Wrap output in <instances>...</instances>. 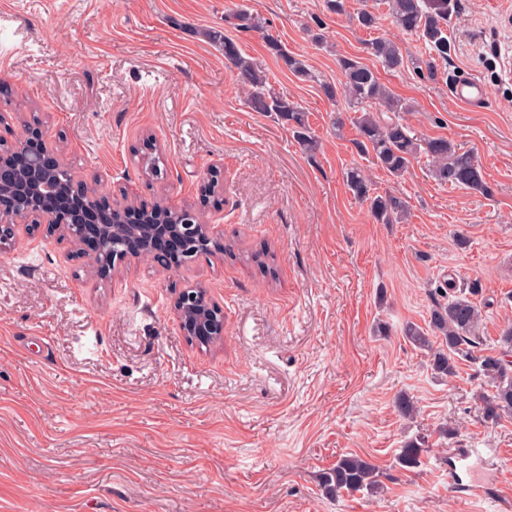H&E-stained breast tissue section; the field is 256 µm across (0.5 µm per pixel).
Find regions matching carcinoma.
<instances>
[{
    "label": "carcinoma",
    "mask_w": 512,
    "mask_h": 512,
    "mask_svg": "<svg viewBox=\"0 0 512 512\" xmlns=\"http://www.w3.org/2000/svg\"><path fill=\"white\" fill-rule=\"evenodd\" d=\"M386 4L397 28L416 36L431 54L441 58L448 55V0H386ZM224 22L236 31L265 29V21L245 7L226 13ZM203 35L224 54L226 66L245 86L251 109L274 114L292 130L304 151L314 152L317 140L309 131L306 112L297 102L273 88L262 64L245 56L239 43L225 31L209 29ZM265 44L282 67L296 78L318 81L304 60L288 53L277 37L266 35ZM371 50L389 71L399 69L404 63L399 46L384 36L371 40ZM339 67L343 75L342 95L355 108L351 123L356 128L355 144L360 153L372 155L374 164L399 178L407 171L410 159L422 152L429 158L430 172L439 183L480 193L489 191L482 166L473 152L444 137L422 141L398 119L383 118L384 112H406L410 105L362 62L343 57ZM161 163L157 153H145L138 159L141 172L153 179L163 174ZM343 178L353 198L367 205L376 222L392 224L406 217V202L391 194L375 192L361 168L346 169ZM438 296L431 307L427 327L408 323L403 329L404 336L427 352L432 374L438 378L456 376L461 360L480 362L479 370L489 386L479 396L483 419L494 424L505 418L512 419V361L507 360L512 356V325L507 324L502 329L497 339V352L477 356L475 349L482 344L479 332L483 314L478 304V298L484 296L481 281L472 279L459 288L450 280L438 289ZM396 408L406 420L413 419L417 411L413 398L407 394L398 397ZM425 452V438L416 435L404 442L397 464L413 471L421 466ZM379 474L378 467L369 459L348 453L318 473L317 483L321 492L330 498L364 490L373 493L380 488Z\"/></svg>",
    "instance_id": "cac0c4a2"
}]
</instances>
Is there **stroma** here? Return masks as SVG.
<instances>
[{"label":"stroma","mask_w":512,"mask_h":512,"mask_svg":"<svg viewBox=\"0 0 512 512\" xmlns=\"http://www.w3.org/2000/svg\"><path fill=\"white\" fill-rule=\"evenodd\" d=\"M241 5L319 77L296 79L261 34L236 33L307 112L314 152L248 107L202 35ZM346 7L0 0V113L38 115L83 178L105 175L104 194L179 206L218 168L224 192L205 219L233 247L173 270L134 261L105 279L42 232L0 253V512H512V419L484 421L477 364L435 377L402 334L425 324L448 279L481 280L485 347L512 322V0H451L448 56L434 60L385 0ZM363 9L404 67L373 55L350 19ZM343 56L411 104L398 118L418 136L472 151L488 194L439 183L422 154L396 179L358 153L344 97L319 87L340 85ZM462 71L487 86L484 108L453 98ZM150 139L165 163L151 184L137 164ZM352 166L405 200L408 221L376 223L346 188ZM263 248L275 277L254 257ZM196 285L224 309V341L208 348L185 338L173 310L175 291ZM403 393L417 406L410 425L395 408ZM418 434L431 451L403 470L396 457ZM346 453L379 468V492L322 495L317 473Z\"/></svg>","instance_id":"35a3bbf8"}]
</instances>
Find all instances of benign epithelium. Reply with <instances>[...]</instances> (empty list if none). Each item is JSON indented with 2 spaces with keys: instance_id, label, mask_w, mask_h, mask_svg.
Instances as JSON below:
<instances>
[{
  "instance_id": "7a95c632",
  "label": "benign epithelium",
  "mask_w": 512,
  "mask_h": 512,
  "mask_svg": "<svg viewBox=\"0 0 512 512\" xmlns=\"http://www.w3.org/2000/svg\"><path fill=\"white\" fill-rule=\"evenodd\" d=\"M34 141L41 144L42 151L53 152L44 141L39 121L25 122V135L18 138L11 123L0 115V169L7 168L13 173L9 187L13 205L7 211H0V251L14 245L19 229L34 232L44 227L49 234L68 240L76 255L87 257L93 275L107 277L118 265L131 260H151L169 267L172 256L155 247L161 238H175L184 248L192 245L198 255H211L224 245V234L213 224L201 223L192 208L186 209L187 219L183 224H129L127 215L142 214L147 219L149 214L165 209V204L126 195L124 204L115 205L98 194L97 184L101 179L96 177L89 182L73 170L69 187L74 199L46 209H33L35 197H59L41 154L31 149ZM97 209H105L109 215L96 226L94 243L88 247L84 212ZM174 311L180 330L190 341L206 347L224 341V310L213 302L207 288L181 290L175 297Z\"/></svg>"
}]
</instances>
